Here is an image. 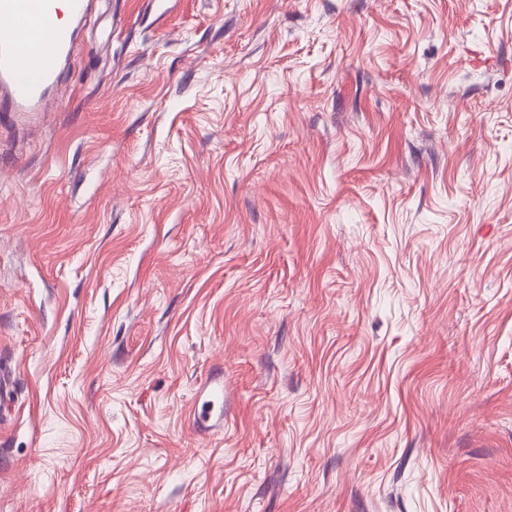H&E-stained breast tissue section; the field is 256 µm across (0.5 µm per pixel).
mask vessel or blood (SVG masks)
Returning a JSON list of instances; mask_svg holds the SVG:
<instances>
[{"instance_id": "obj_1", "label": "vessel or blood", "mask_w": 512, "mask_h": 512, "mask_svg": "<svg viewBox=\"0 0 512 512\" xmlns=\"http://www.w3.org/2000/svg\"><path fill=\"white\" fill-rule=\"evenodd\" d=\"M90 10L91 0H68L62 26L58 0H0V112L45 110Z\"/></svg>"}]
</instances>
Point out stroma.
<instances>
[{"mask_svg":"<svg viewBox=\"0 0 512 512\" xmlns=\"http://www.w3.org/2000/svg\"><path fill=\"white\" fill-rule=\"evenodd\" d=\"M0 114V512H512V0H95Z\"/></svg>","mask_w":512,"mask_h":512,"instance_id":"1","label":"stroma"}]
</instances>
